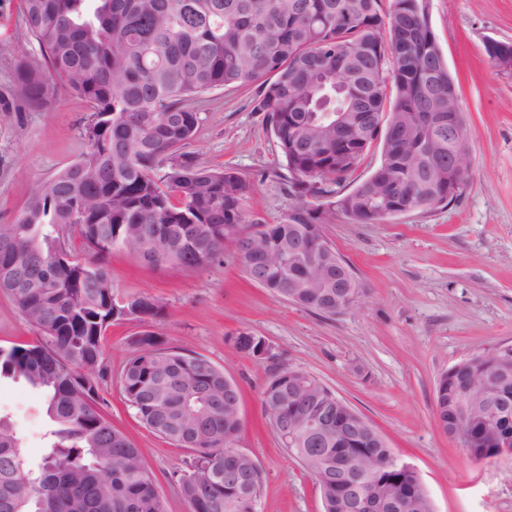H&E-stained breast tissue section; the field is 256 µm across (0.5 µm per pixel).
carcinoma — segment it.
I'll list each match as a JSON object with an SVG mask.
<instances>
[{"label": "carcinoma", "instance_id": "obj_1", "mask_svg": "<svg viewBox=\"0 0 512 512\" xmlns=\"http://www.w3.org/2000/svg\"><path fill=\"white\" fill-rule=\"evenodd\" d=\"M22 30L43 63L20 60L12 89L0 93V112L45 108L54 84L91 107L82 129L88 151L37 187L13 224H0V293L10 297L38 331L32 344L0 347V380H23L45 397L52 426L40 461L27 463L23 438L0 416V512H166L164 498L141 449L100 409L96 371L104 337L126 318L106 267L112 250L133 253L158 246L154 266L196 269L234 242L249 272L247 243L279 258L266 267L268 291L324 316L336 315V249L311 228L342 214L353 224L374 223L375 206L353 177L365 151L416 134L418 112L448 111V62L435 44L423 0H22ZM358 74V93L336 95L326 81ZM261 83V111L289 171L305 181L290 224H259L240 239L231 228L247 223L249 185L233 170L202 166L185 151L200 121L192 102L213 90ZM321 112H375L353 132L357 153L339 156ZM379 167L410 201H448V152L423 153L410 166L381 148ZM78 237L91 258L67 261L66 242ZM325 260L327 274L295 260L298 249ZM315 288L290 292L289 280ZM129 315L162 316L155 298L138 295ZM261 341L233 337L253 356ZM284 367L264 385L262 402L273 429L292 428L283 443L319 486L323 512H360L363 486L374 512H432L416 471L401 462L375 430L349 413L315 455V441L297 426L305 410L333 405L323 384L299 387ZM489 378L512 395V356ZM208 358L165 346L145 332L122 372L129 406L150 430L193 453L179 475L189 512H250L262 475L230 453L242 427L236 386ZM455 390L435 393L438 416L469 427L467 447L478 463L511 462L512 453L488 443L485 407L475 392L471 414L451 407ZM237 468L243 480L224 481Z\"/></svg>", "mask_w": 512, "mask_h": 512}]
</instances>
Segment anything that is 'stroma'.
I'll return each instance as SVG.
<instances>
[{"instance_id":"1","label":"stroma","mask_w":512,"mask_h":512,"mask_svg":"<svg viewBox=\"0 0 512 512\" xmlns=\"http://www.w3.org/2000/svg\"><path fill=\"white\" fill-rule=\"evenodd\" d=\"M428 14L461 101L469 142L467 184L449 205L353 224L324 226L351 265L362 293L345 313L323 317L250 281L234 244L193 270L151 268L127 250L107 268L127 296L150 295L158 319L117 321L105 336L102 411L141 448L167 512H189L178 475L191 455L144 427L127 405L121 374L143 332L166 346L209 358L240 390L242 428L236 447L262 474L258 512H322L313 478L288 454L265 415L261 393L280 368L318 379L360 412L399 459L419 474L434 512H512V463L472 462L438 424L436 384L478 352L512 345V73L494 67L487 40L512 39V0H427ZM21 0H0V93L15 64L40 52L19 23ZM259 84L203 95L201 121L189 146L198 162L230 168L251 186L249 222L284 224L298 203L276 140L257 104ZM84 99L55 87L44 110L0 115V224L14 223L31 192L87 149ZM247 333L269 345L266 356L237 351ZM15 304L0 295V346L36 340ZM0 412L38 463L50 422L42 394L24 382H0Z\"/></svg>"}]
</instances>
